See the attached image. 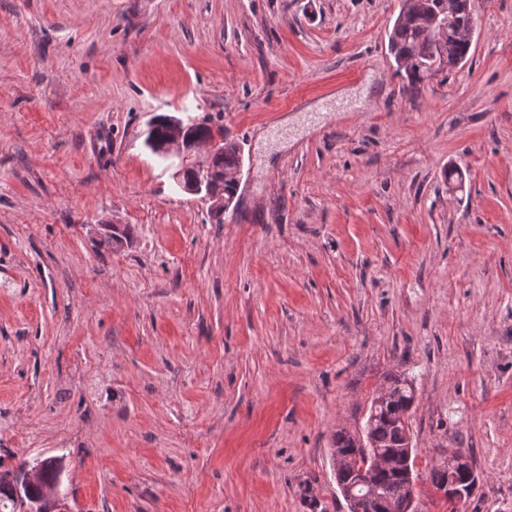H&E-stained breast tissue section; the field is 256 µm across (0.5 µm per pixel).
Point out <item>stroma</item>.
Instances as JSON below:
<instances>
[{"mask_svg": "<svg viewBox=\"0 0 512 512\" xmlns=\"http://www.w3.org/2000/svg\"><path fill=\"white\" fill-rule=\"evenodd\" d=\"M471 7L413 93L399 0H0V463L73 512H348L332 433L395 374L418 512L452 448L512 512V0ZM160 115L241 145L223 223ZM185 124L186 123L180 118H169L167 138L158 149V153L161 157L166 159L175 157L179 161L183 158L186 149Z\"/></svg>", "mask_w": 512, "mask_h": 512, "instance_id": "1", "label": "stroma"}]
</instances>
